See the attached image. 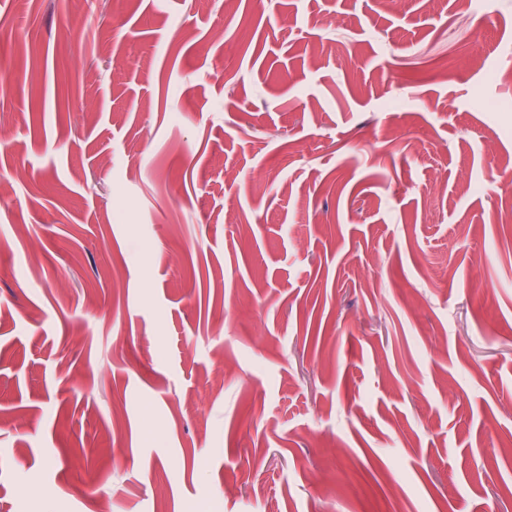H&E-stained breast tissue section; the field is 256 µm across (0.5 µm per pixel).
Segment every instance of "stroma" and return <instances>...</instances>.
Returning <instances> with one entry per match:
<instances>
[{
	"mask_svg": "<svg viewBox=\"0 0 512 512\" xmlns=\"http://www.w3.org/2000/svg\"><path fill=\"white\" fill-rule=\"evenodd\" d=\"M0 0V512H512V0Z\"/></svg>",
	"mask_w": 512,
	"mask_h": 512,
	"instance_id": "1",
	"label": "stroma"
}]
</instances>
